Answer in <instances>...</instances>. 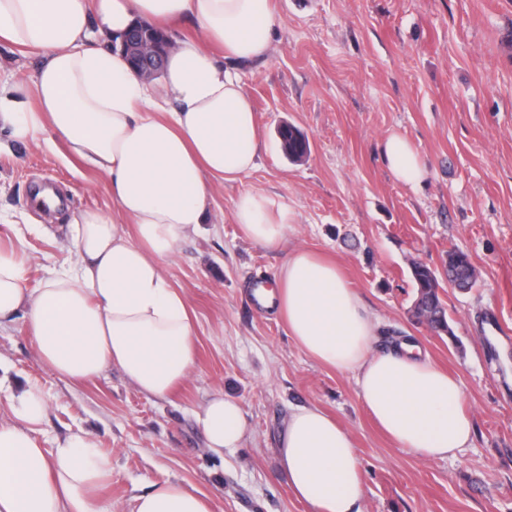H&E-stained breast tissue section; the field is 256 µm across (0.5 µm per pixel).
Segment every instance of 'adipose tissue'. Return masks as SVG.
Instances as JSON below:
<instances>
[{
	"instance_id": "1",
	"label": "adipose tissue",
	"mask_w": 512,
	"mask_h": 512,
	"mask_svg": "<svg viewBox=\"0 0 512 512\" xmlns=\"http://www.w3.org/2000/svg\"><path fill=\"white\" fill-rule=\"evenodd\" d=\"M138 21L196 28L194 38L175 40L160 78L140 76L117 49ZM276 24L268 0H0V42L45 55L31 83L0 86V133L38 148L54 131L105 177L113 202L111 210L72 217L77 260L38 288L26 285L25 253L0 248V327L22 323L52 374L82 383L114 366L159 400L189 378L195 324L167 266L207 222L215 187L256 166L261 125L231 66L270 55ZM96 30L112 46L98 45ZM383 152L399 182L423 183L426 166L405 137L389 135ZM232 217L270 248L296 222L288 203L258 190L237 197ZM267 299L302 352L353 375L366 411L399 447L427 460L470 447L474 423L460 383L416 344L376 351L377 324L336 262L295 247ZM47 416L39 385L0 398V512H212L207 496L175 482L126 507L98 500L111 459L87 433L42 448ZM196 420L214 453L237 447L246 432L238 401L220 390ZM277 458L309 512H363L353 436L319 406L291 411Z\"/></svg>"
}]
</instances>
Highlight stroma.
<instances>
[{"instance_id":"1","label":"stroma","mask_w":512,"mask_h":512,"mask_svg":"<svg viewBox=\"0 0 512 512\" xmlns=\"http://www.w3.org/2000/svg\"><path fill=\"white\" fill-rule=\"evenodd\" d=\"M279 22L274 50L234 64L263 128L258 165L218 187L213 210L168 268L186 292L196 327V367L165 400L137 392L115 368L73 384L34 355L17 325L0 330V374L38 384L49 406L41 441L91 433L112 460L102 499L130 502L156 484L207 494L213 512H307L277 461L288 415L314 404L348 428L365 485L364 512H512V0H269ZM43 56L0 44V79L32 81ZM299 128L309 154L294 161L278 129ZM393 133L427 166L417 189L391 174L381 153ZM41 148L0 143V247L31 258L28 287L76 256L65 239L71 214L108 210L99 172L72 158L53 131ZM62 198L35 207L34 189ZM288 201L296 222L280 247L246 238L232 218L243 191ZM296 246L336 260L380 322L378 349L399 341L457 376L476 434L457 455L425 461L373 423L353 377L306 356L275 312L258 307ZM467 253L476 286H444L452 335L410 312L411 261L440 267ZM246 419L239 446L207 451L195 414L216 390Z\"/></svg>"}]
</instances>
